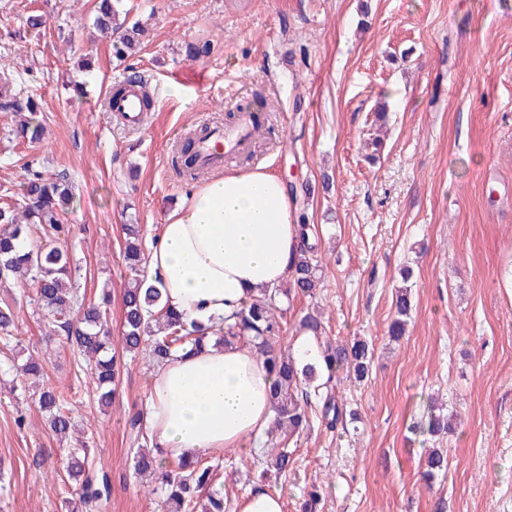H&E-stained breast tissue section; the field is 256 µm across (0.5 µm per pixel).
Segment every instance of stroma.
I'll use <instances>...</instances> for the list:
<instances>
[{"instance_id": "obj_1", "label": "stroma", "mask_w": 512, "mask_h": 512, "mask_svg": "<svg viewBox=\"0 0 512 512\" xmlns=\"http://www.w3.org/2000/svg\"><path fill=\"white\" fill-rule=\"evenodd\" d=\"M95 4L0 0V57L46 130L39 144L15 140L13 113L0 112V204L20 199L26 166L67 173L76 203L59 242L79 300L109 290L119 334L125 225H140L151 250L193 187L169 164L176 140L263 95L272 131L255 160L309 185L292 202L325 262L316 298L288 303L281 344L316 304L328 338L374 348L368 378L334 389L357 413L353 428L313 418L288 474L264 475L260 438L209 455L226 505L261 486L299 512L315 484L317 512H512V0H121L148 27L128 60L154 98L139 128L105 106L126 72L93 25ZM204 43L209 54L189 60L188 46ZM403 285L413 307L393 342ZM34 296L32 282L0 284V299L23 307L18 335L0 339V512H66L55 470L83 442L110 483L92 512H167L133 470L126 423L144 409L156 363L144 350L127 358L112 403L98 405L84 359L49 333ZM30 356L71 403V437L15 386ZM434 398L453 417L440 439L412 429ZM432 447L447 452L448 471L428 486Z\"/></svg>"}]
</instances>
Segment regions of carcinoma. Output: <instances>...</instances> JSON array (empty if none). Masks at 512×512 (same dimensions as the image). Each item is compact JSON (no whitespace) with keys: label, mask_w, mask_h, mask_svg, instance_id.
Listing matches in <instances>:
<instances>
[{"label":"carcinoma","mask_w":512,"mask_h":512,"mask_svg":"<svg viewBox=\"0 0 512 512\" xmlns=\"http://www.w3.org/2000/svg\"><path fill=\"white\" fill-rule=\"evenodd\" d=\"M94 23L112 37V53L119 60L127 58L142 44L144 29L140 21L129 20L114 0L96 4ZM13 78L7 69L0 70V110L20 117L12 135L23 141L37 143L43 126L37 119V106L23 92L13 89ZM171 165L176 174L196 180L201 172L195 168L188 148L173 152ZM74 203L67 174L45 177L43 172L29 168L23 182V201L0 207V282L11 279L29 280L36 287L34 299L38 311L50 331L63 334L66 343L77 348L88 361L93 391L99 404L111 403L120 375V356L111 349L107 326L109 293L102 289L99 301L84 304L77 300L72 285L71 256L63 247H49L33 237L36 230L46 237L64 232L60 216ZM311 225L300 224V250L288 271L289 287L264 290L237 313L235 322L224 320L206 327L189 323L172 312L163 301L159 281L150 280L145 271L147 258L142 249L141 229L137 224L125 225V262L131 278L123 297V331L119 347L128 355L149 349V356L161 363L186 348H197L210 337L222 343L248 340L257 357L264 360L273 375L270 398L273 412L271 428L266 432L267 470L281 476L293 463L286 440L300 435L310 427V415L320 412L329 427L354 422L357 413L339 406L328 385L342 379L363 381L369 372L372 349L364 341L350 344L326 343L310 358H297L276 348L282 319L278 306L280 297L291 295L315 298L320 287L323 263L318 250L309 242ZM391 308L394 317L390 337L398 341L405 333L412 309L410 289L397 290ZM18 331L17 303H0V335L14 336ZM299 331L317 341L323 333L320 316L305 314ZM22 383L37 389V404L45 414L46 424L57 435L67 434L74 427L72 410L67 399L53 387L40 385L44 367L30 357L20 366ZM414 431L441 436L452 431L450 418L444 414L429 417L414 425ZM88 448H69L63 470L75 481L71 496L86 507L97 503L101 490L94 487L88 468ZM135 472L153 477L165 494L168 512H224V495L211 494L206 503L198 501L199 492L212 481L211 466L201 459L180 460L176 469H168L166 460L146 451L135 456ZM447 455L438 448L428 449L422 479L430 484L447 470Z\"/></svg>","instance_id":"1"}]
</instances>
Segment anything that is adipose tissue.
<instances>
[{
  "label": "adipose tissue",
  "mask_w": 512,
  "mask_h": 512,
  "mask_svg": "<svg viewBox=\"0 0 512 512\" xmlns=\"http://www.w3.org/2000/svg\"><path fill=\"white\" fill-rule=\"evenodd\" d=\"M297 224L283 181L265 167L212 175L162 224L149 272L166 305L204 325L288 275ZM272 376L251 346L208 342L157 369L145 422L163 458L239 448L267 430Z\"/></svg>",
  "instance_id": "obj_1"
}]
</instances>
